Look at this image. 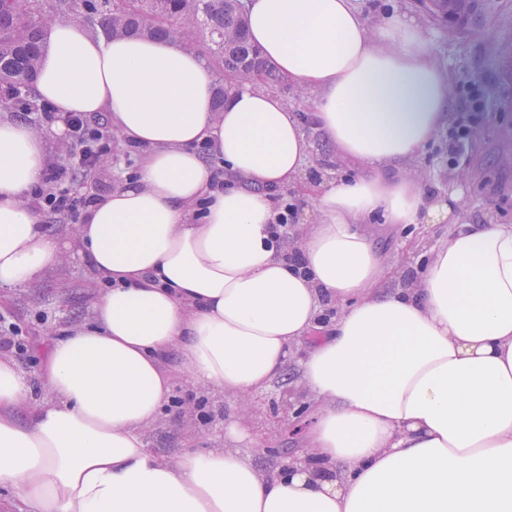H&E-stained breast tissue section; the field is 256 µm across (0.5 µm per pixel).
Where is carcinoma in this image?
<instances>
[{"label":"carcinoma","mask_w":512,"mask_h":512,"mask_svg":"<svg viewBox=\"0 0 512 512\" xmlns=\"http://www.w3.org/2000/svg\"><path fill=\"white\" fill-rule=\"evenodd\" d=\"M62 18L83 23L94 35L166 38L190 50L196 48L193 34H205L218 108L240 80L281 83L248 40L241 0H54L48 9L44 0H0V107L36 109L32 84L45 34Z\"/></svg>","instance_id":"cac0c4a2"}]
</instances>
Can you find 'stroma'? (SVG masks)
<instances>
[{
  "instance_id": "35a3bbf8",
  "label": "stroma",
  "mask_w": 512,
  "mask_h": 512,
  "mask_svg": "<svg viewBox=\"0 0 512 512\" xmlns=\"http://www.w3.org/2000/svg\"><path fill=\"white\" fill-rule=\"evenodd\" d=\"M356 6L371 25L395 13L413 18L452 82L453 120L415 162L428 180L427 191L463 189L469 220L512 224V0H497L486 24L463 31L434 20L419 0H356ZM463 125L470 127V139L456 159H449L450 136ZM143 159L139 148L113 147L111 165L91 175L78 195L106 196L136 173ZM102 289L88 263L73 254L40 280L0 300V317L13 324L25 343L21 349L0 344V355L22 363L34 400L49 396L38 376L48 334L87 323ZM164 365L175 377L180 402L146 429L150 446L170 458L188 446L222 447L224 423L237 415V404L218 391L193 386L182 374L176 352L165 355Z\"/></svg>"
}]
</instances>
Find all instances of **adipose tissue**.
<instances>
[{
    "label": "adipose tissue",
    "instance_id": "obj_1",
    "mask_svg": "<svg viewBox=\"0 0 512 512\" xmlns=\"http://www.w3.org/2000/svg\"><path fill=\"white\" fill-rule=\"evenodd\" d=\"M246 12L282 82L315 95L338 167L314 184L301 183L312 145L278 95L245 81L218 111L200 51L48 28L35 93L108 113L148 155L67 244L23 202L43 180V135L0 122V296L73 248L107 284L91 323L44 352L50 400L0 356V487L25 512H512V224L470 222L457 192L431 199L410 170L453 108L428 36L403 15L367 26L353 0ZM287 187L316 214L291 243L273 234ZM442 223L416 286L390 288L369 225ZM305 340L311 464L261 471L240 449L260 435L234 419L220 448L168 459L145 441L175 387L166 351L194 385L244 399Z\"/></svg>",
    "mask_w": 512,
    "mask_h": 512
}]
</instances>
